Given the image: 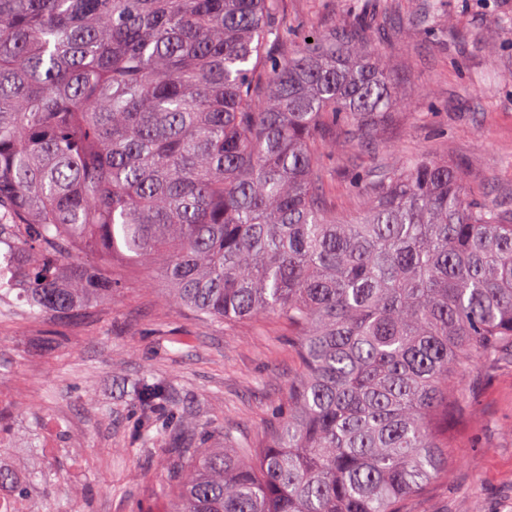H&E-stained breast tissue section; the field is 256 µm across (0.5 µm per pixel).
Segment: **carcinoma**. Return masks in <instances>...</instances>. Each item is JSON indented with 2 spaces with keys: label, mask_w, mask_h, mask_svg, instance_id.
Returning <instances> with one entry per match:
<instances>
[{
  "label": "carcinoma",
  "mask_w": 512,
  "mask_h": 512,
  "mask_svg": "<svg viewBox=\"0 0 512 512\" xmlns=\"http://www.w3.org/2000/svg\"><path fill=\"white\" fill-rule=\"evenodd\" d=\"M279 2L0 0V262L31 315L111 301L95 254L154 261L203 320L293 334L285 410L258 443L171 449V512H401L448 471L465 362L512 358V203L406 157L340 216L325 123L366 136L395 81L366 26L290 40ZM130 394L147 450L167 391ZM35 480L0 461V512Z\"/></svg>",
  "instance_id": "carcinoma-1"
}]
</instances>
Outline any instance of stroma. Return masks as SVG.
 Here are the masks:
<instances>
[{
    "label": "stroma",
    "instance_id": "obj_1",
    "mask_svg": "<svg viewBox=\"0 0 512 512\" xmlns=\"http://www.w3.org/2000/svg\"><path fill=\"white\" fill-rule=\"evenodd\" d=\"M402 22L376 13L370 35L397 83L400 102L376 125L373 153L358 151L328 125L333 151L324 179L345 215L360 202L358 174L403 155L432 157L464 170L477 197L512 195V0H440L422 23L424 0H398ZM298 31L348 19V0H282ZM501 26L495 51L477 36ZM119 288L108 305L75 319L0 313V413L12 438L9 459L20 471L49 466L59 494L34 491L28 512H168L169 448L193 427L208 447L225 432L261 441L300 367L288 329L275 316L214 323L173 310L158 277L114 260ZM165 383L178 417L160 408L165 433L152 449L132 448L140 410L130 380ZM461 380L467 407L450 418L447 474L404 500V512H512V361L476 359Z\"/></svg>",
    "mask_w": 512,
    "mask_h": 512
}]
</instances>
